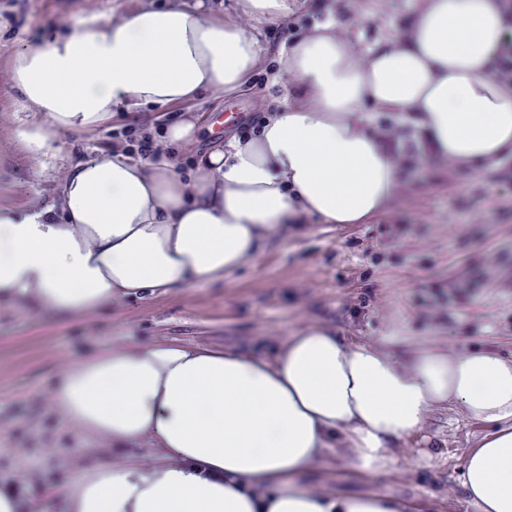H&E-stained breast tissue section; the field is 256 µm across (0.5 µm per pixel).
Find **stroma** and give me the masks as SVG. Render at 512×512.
<instances>
[{"label":"stroma","mask_w":512,"mask_h":512,"mask_svg":"<svg viewBox=\"0 0 512 512\" xmlns=\"http://www.w3.org/2000/svg\"><path fill=\"white\" fill-rule=\"evenodd\" d=\"M330 0L339 37L351 48L400 37L418 0ZM122 0H0V209L49 204L56 183L32 169L19 147L9 60L21 44L69 28L84 13L119 12ZM289 85L260 73L246 92L201 102L208 119L232 112L256 126ZM113 123L92 140L57 135L58 169L107 149ZM498 169L462 172L427 158L401 173L391 206L365 224L309 222L288 229L249 265L203 287L145 302H116L69 314L27 302L0 303V480L25 488L31 512H58L46 493L112 455L102 437L62 425L52 386L77 357L100 349L172 342L244 348L323 323L343 336H395L457 352L512 354V210L503 208ZM480 425L443 410L427 421L430 461L409 443L386 468L361 472L328 454L312 482L341 493L376 492L415 502L421 512H465L459 476Z\"/></svg>","instance_id":"35a3bbf8"}]
</instances>
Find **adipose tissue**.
<instances>
[{
    "instance_id": "adipose-tissue-1",
    "label": "adipose tissue",
    "mask_w": 512,
    "mask_h": 512,
    "mask_svg": "<svg viewBox=\"0 0 512 512\" xmlns=\"http://www.w3.org/2000/svg\"><path fill=\"white\" fill-rule=\"evenodd\" d=\"M296 0H202L155 8L124 0L71 28L29 39L10 60L20 145L55 171L60 132L97 136L114 118L184 105L151 158L83 155L53 202L0 210V302L84 313L223 280L288 225L360 224L386 210L398 169L372 127L392 116L457 169L512 157V84L491 72L504 36L499 0H420L408 39L356 58L333 18L278 50L273 78L294 89L257 131L217 142L184 165L201 135L202 99L245 90L267 60L256 25ZM66 422L118 457L63 487L64 512H414L411 501L315 489L328 452L360 470L393 463L428 417L455 410L483 424L461 481L473 512H512V356L423 348L391 336L344 339L308 324L261 351L178 343L77 358L52 392ZM145 445L140 463L123 449Z\"/></svg>"
}]
</instances>
